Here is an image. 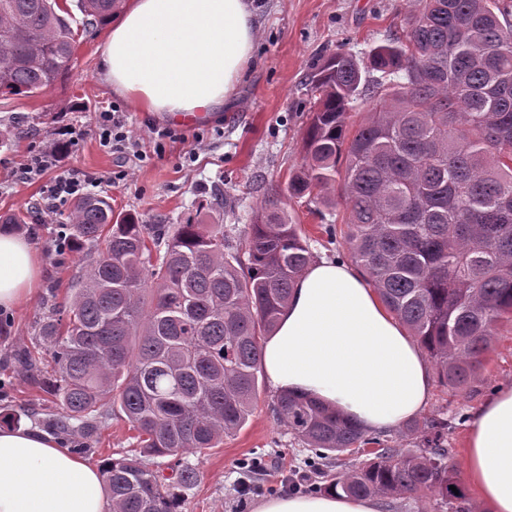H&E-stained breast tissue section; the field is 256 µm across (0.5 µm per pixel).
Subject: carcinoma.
Instances as JSON below:
<instances>
[{
  "label": "carcinoma",
  "mask_w": 512,
  "mask_h": 512,
  "mask_svg": "<svg viewBox=\"0 0 512 512\" xmlns=\"http://www.w3.org/2000/svg\"><path fill=\"white\" fill-rule=\"evenodd\" d=\"M118 6L78 0L83 29ZM74 52L57 0H0L1 95L30 97L64 79ZM367 60L338 52L313 74L306 162L288 193H341L351 262L441 382L461 389L512 314V0H413L404 37ZM362 96L374 105L352 132ZM59 238L87 264L68 305L39 328L54 364L46 389L60 406L46 428L70 433L81 454L106 409L120 407L139 454L101 465L113 512H180L177 489L197 481L186 457L219 447L252 415L262 337L311 263L309 246L273 199L254 212L242 247L222 224L146 226L98 195L72 204ZM276 412L318 461L380 443L309 398L280 393ZM447 429L446 419L408 422L415 449L379 448L327 489L431 495L463 512V493L449 489ZM144 456L173 458L175 480Z\"/></svg>",
  "instance_id": "1"
}]
</instances>
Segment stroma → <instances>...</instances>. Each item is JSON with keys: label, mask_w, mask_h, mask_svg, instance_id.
<instances>
[{"label": "stroma", "mask_w": 512, "mask_h": 512, "mask_svg": "<svg viewBox=\"0 0 512 512\" xmlns=\"http://www.w3.org/2000/svg\"><path fill=\"white\" fill-rule=\"evenodd\" d=\"M77 0H61L71 25L81 14ZM255 56L231 101L208 120L177 121L132 108L112 95L97 76V49L109 34L103 25L78 28L72 68L67 77L32 97L0 96V214L25 211L20 233L31 237L42 262V276L26 305L0 312V407L21 414V426H41L56 414L55 399L37 385L49 379L53 365L38 329L54 306L64 303L82 263L56 246L57 231L67 213L46 219L40 204L56 177H75L83 193L109 198L119 213H133L145 224H180L224 192V231L239 242L252 215L267 195L299 224L314 258L345 254L343 201L327 205L311 197L289 196L290 176L304 163L303 139L311 92L308 79L328 56L343 51L364 57L372 48L401 35L407 0H256ZM112 111L140 138L143 160L126 151L102 146L95 132L99 113ZM171 129V137L147 139L148 126ZM81 132L76 146L61 154L57 168L27 177L33 155L64 143ZM484 359L482 373L466 388L452 391L433 382L422 419L448 418L449 459L457 483H464L463 448L468 415L495 391L512 386V318L501 319ZM27 348L37 359L31 374L18 375L11 356ZM259 397L248 423L225 438L220 447L189 456L198 479L181 492V512H252L266 497L293 493L302 481L326 487L332 476L358 455H344L321 471L307 464L309 449L295 443L273 408L276 396L266 375H259ZM134 432L119 411L108 412L89 443L85 461L99 466L134 451ZM262 457L263 469L245 472L241 464Z\"/></svg>", "instance_id": "stroma-1"}]
</instances>
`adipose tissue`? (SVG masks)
Wrapping results in <instances>:
<instances>
[{
	"instance_id": "obj_1",
	"label": "adipose tissue",
	"mask_w": 512,
	"mask_h": 512,
	"mask_svg": "<svg viewBox=\"0 0 512 512\" xmlns=\"http://www.w3.org/2000/svg\"><path fill=\"white\" fill-rule=\"evenodd\" d=\"M253 0H125L99 49L98 76L142 112L189 120L219 111L255 56ZM30 240L0 231V309L35 293ZM280 392L307 395L366 430L416 417L432 390L415 339L351 264L321 260L296 282L264 344ZM464 472L480 512H512V387L471 417ZM0 512H108L99 470L36 428L0 429ZM255 512H379L374 498L332 491L260 500Z\"/></svg>"
}]
</instances>
